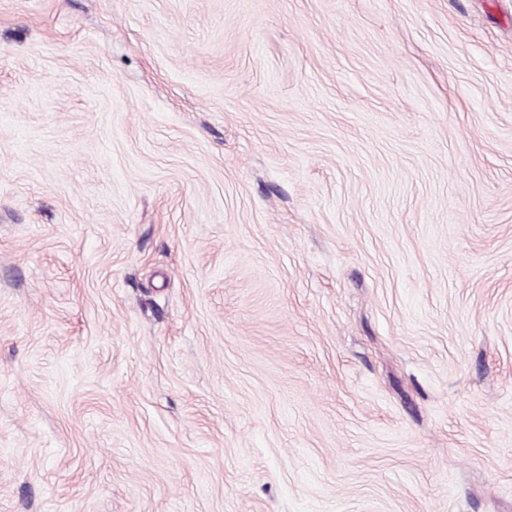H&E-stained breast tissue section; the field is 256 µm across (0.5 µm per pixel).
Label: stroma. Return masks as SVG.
I'll use <instances>...</instances> for the list:
<instances>
[{"label":"stroma","instance_id":"1","mask_svg":"<svg viewBox=\"0 0 512 512\" xmlns=\"http://www.w3.org/2000/svg\"><path fill=\"white\" fill-rule=\"evenodd\" d=\"M0 512H512V0H0Z\"/></svg>","mask_w":512,"mask_h":512}]
</instances>
